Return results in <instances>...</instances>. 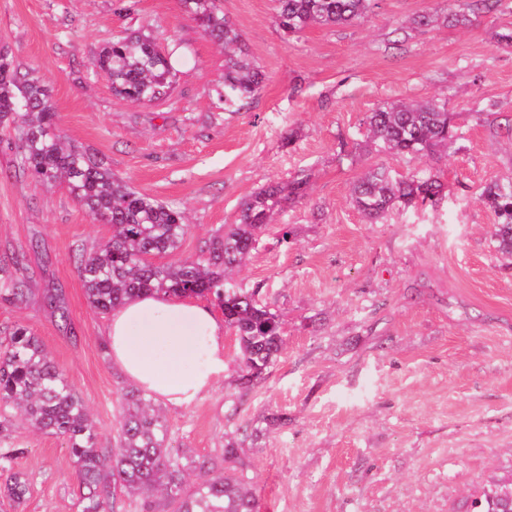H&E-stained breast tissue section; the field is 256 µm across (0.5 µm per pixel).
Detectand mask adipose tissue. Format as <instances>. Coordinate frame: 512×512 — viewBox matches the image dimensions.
<instances>
[{"label":"adipose tissue","instance_id":"ef3b65f1","mask_svg":"<svg viewBox=\"0 0 512 512\" xmlns=\"http://www.w3.org/2000/svg\"><path fill=\"white\" fill-rule=\"evenodd\" d=\"M113 363L138 388L181 406L224 373V327L207 307L142 295L113 310L105 332Z\"/></svg>","mask_w":512,"mask_h":512}]
</instances>
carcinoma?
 <instances>
[{"instance_id": "cac0c4a2", "label": "carcinoma", "mask_w": 512, "mask_h": 512, "mask_svg": "<svg viewBox=\"0 0 512 512\" xmlns=\"http://www.w3.org/2000/svg\"><path fill=\"white\" fill-rule=\"evenodd\" d=\"M221 0H183L196 24L224 47V109L239 111L260 89L265 74L251 59L242 36L226 18ZM500 0H466L449 15L456 24L469 14L489 12ZM377 0H277L279 26L299 34L311 26L349 24L376 7ZM93 69L111 83L112 92L133 103L168 98L176 73L151 33L133 30L103 47ZM0 124L12 127L20 144L15 170L44 183L63 182L95 220L110 226V237L81 254L80 274L86 297L106 314L145 294L175 297L212 296L224 310V322L238 342L239 383L253 384L272 367L283 348L280 317L256 300L258 290L241 286L233 274L246 265L261 237L273 228L283 205L303 198L310 174L300 170L285 182L274 181L246 199L235 224L212 236L196 259L178 257L189 225L184 212L136 191L112 175L105 163L81 144L63 137L48 87L14 65L0 51ZM365 142L409 159L433 157L460 138L447 103L387 102L363 122ZM443 184L429 169L404 175L384 166L369 168L351 189L362 216L376 223L391 211L435 206ZM482 199L497 217L491 238L498 253L512 257V183H492ZM149 256H169L156 263ZM29 292L24 276L0 265V299L23 302ZM43 304L68 320L62 292L50 290ZM122 411L117 447L98 446L95 425L72 384L48 357L39 339L24 325L0 338V434L18 413L34 432L63 438L82 486L78 512H119L118 495L140 500L142 512H258V500L240 462L234 441L224 444L217 462L196 463L166 447L168 426L150 394L118 389ZM22 448H0V496L19 504L29 493L28 480L11 471ZM481 512H512V486L484 492Z\"/></svg>"}]
</instances>
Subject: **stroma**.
<instances>
[{"mask_svg":"<svg viewBox=\"0 0 512 512\" xmlns=\"http://www.w3.org/2000/svg\"><path fill=\"white\" fill-rule=\"evenodd\" d=\"M0 0V47L47 84L58 129L139 192L185 212L179 250L235 223L242 202L305 169L304 200L267 232L239 281L277 310L284 346L248 392L227 369L183 406L164 404L173 452L203 461L243 449L259 512H473L480 492L512 483V260L498 254L481 194L512 181V0L470 24L448 0H380L364 19L285 35L275 0H222L266 81L238 112L218 99L224 54L180 0ZM432 21L413 27L415 17ZM146 27L178 71L171 99L135 105L91 67L126 29ZM448 99L460 140L432 166L440 203L371 224L349 198L375 163L412 161L356 150L362 121L402 99ZM293 145H285L288 133ZM20 148L0 127V259L24 254L31 291L0 301V332L27 326L87 404L98 445L115 447L126 385L105 343L109 315L88 303L82 250L110 236L66 186L18 177ZM61 289L67 320L44 307ZM12 468L29 494L16 512H78L79 481L62 438L14 426Z\"/></svg>","mask_w":512,"mask_h":512,"instance_id":"35a3bbf8","label":"stroma"}]
</instances>
